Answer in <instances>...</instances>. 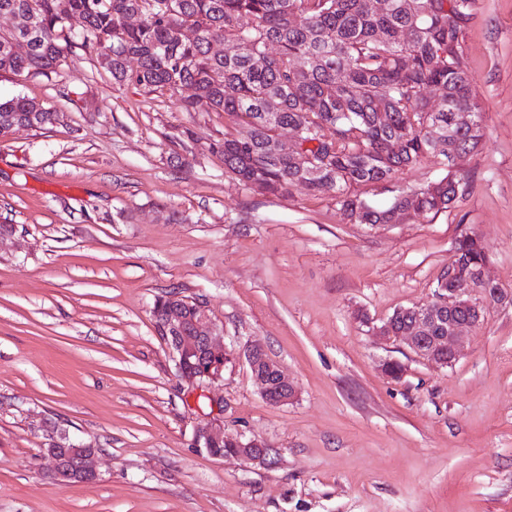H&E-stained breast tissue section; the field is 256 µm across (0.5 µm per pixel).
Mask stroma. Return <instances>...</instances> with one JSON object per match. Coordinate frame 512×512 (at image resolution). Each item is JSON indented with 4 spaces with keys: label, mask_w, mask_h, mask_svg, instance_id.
<instances>
[{
    "label": "stroma",
    "mask_w": 512,
    "mask_h": 512,
    "mask_svg": "<svg viewBox=\"0 0 512 512\" xmlns=\"http://www.w3.org/2000/svg\"><path fill=\"white\" fill-rule=\"evenodd\" d=\"M465 52L484 105L469 189L381 226L301 187L250 192L212 150L223 115L113 84L88 57L1 75L0 100L58 118L0 139V512H512V305L448 367L361 324L430 300L465 232L512 290V0H477ZM171 291L204 305L227 353L261 341L297 398L266 401L242 360L189 393L153 326ZM213 398L271 464L193 447ZM50 423L98 448L96 481L54 479Z\"/></svg>",
    "instance_id": "obj_1"
}]
</instances>
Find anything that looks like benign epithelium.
Listing matches in <instances>:
<instances>
[{
  "mask_svg": "<svg viewBox=\"0 0 512 512\" xmlns=\"http://www.w3.org/2000/svg\"><path fill=\"white\" fill-rule=\"evenodd\" d=\"M489 266L487 259L463 276L460 268L451 270L449 277H459L458 287L440 288L429 301L415 306L419 321L402 337L417 358L443 367L453 365L462 352L463 330L479 326L492 305L512 297L489 276ZM153 326L157 336L171 350L179 375L188 388L201 390L224 381V370L230 358L224 355L220 331L210 322L202 305L193 304V316L188 325L181 311L172 307L162 317L155 318ZM242 355L267 401L284 405L297 398V388L288 381L283 367L268 356L260 342L247 343ZM211 408L214 418L196 427L194 448L219 459L236 456L259 466L270 463L267 445L224 432L222 403L214 401ZM223 444L230 450L216 451V447ZM46 452L52 460V475L58 481L97 480L94 459L99 449L73 443L62 434Z\"/></svg>",
  "mask_w": 512,
  "mask_h": 512,
  "instance_id": "7a95c632",
  "label": "benign epithelium"
}]
</instances>
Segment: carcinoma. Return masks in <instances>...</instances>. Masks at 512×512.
I'll list each match as a JSON object with an SVG mask.
<instances>
[{"instance_id":"carcinoma-1","label":"carcinoma","mask_w":512,"mask_h":512,"mask_svg":"<svg viewBox=\"0 0 512 512\" xmlns=\"http://www.w3.org/2000/svg\"><path fill=\"white\" fill-rule=\"evenodd\" d=\"M477 0H0V73H58L81 50L119 86L174 93L184 112H222L237 127L217 142L224 171L254 194L301 185L329 195L352 224H392L438 214L456 197L451 153L483 143L482 105L465 58ZM78 21L79 29L72 27ZM441 92L432 100L427 91ZM468 114L458 126L455 114ZM56 112L19 96L0 102V136L42 128ZM306 131L300 150L282 153L278 131ZM399 144V151L392 150ZM431 162L424 184L396 177ZM386 185L389 206L360 188ZM457 261L476 267L474 240ZM410 307L387 323L409 329Z\"/></svg>"}]
</instances>
